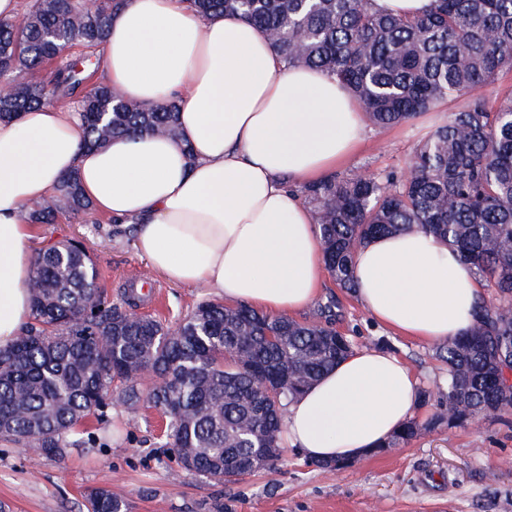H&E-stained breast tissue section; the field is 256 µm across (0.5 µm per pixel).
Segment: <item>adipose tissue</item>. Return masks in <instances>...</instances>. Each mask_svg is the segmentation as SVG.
<instances>
[{
  "label": "adipose tissue",
  "instance_id": "obj_1",
  "mask_svg": "<svg viewBox=\"0 0 512 512\" xmlns=\"http://www.w3.org/2000/svg\"><path fill=\"white\" fill-rule=\"evenodd\" d=\"M98 53L104 83L127 98L178 101V135L87 149L72 111L55 104L0 121V348L31 316L33 207L70 174L98 213L134 225L137 249L168 279L275 316L312 305L326 269L315 214L296 187L356 148L364 114L350 91L285 65L241 18L203 19L183 0H126ZM354 279L362 308L400 336L440 344L472 325L477 278L435 236L369 241ZM418 403L404 360L364 347L288 403L285 437L315 461L357 459Z\"/></svg>",
  "mask_w": 512,
  "mask_h": 512
}]
</instances>
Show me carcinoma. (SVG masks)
Masks as SVG:
<instances>
[{
  "mask_svg": "<svg viewBox=\"0 0 512 512\" xmlns=\"http://www.w3.org/2000/svg\"><path fill=\"white\" fill-rule=\"evenodd\" d=\"M125 0H36L22 18H0V119L57 97L74 100L88 148L116 137L177 136L178 104H144L101 82L88 58ZM200 17L233 15L261 28L289 66L334 75L377 127L407 123L457 98L465 103L420 141L403 173L354 169L298 187L320 229L339 288L355 291L356 251L377 235L419 231L443 239L496 288L478 299L473 326L444 343L447 391L433 419L406 421L392 448L423 429L462 426L487 407L512 411V98L492 107L486 85L512 70V0H431L418 16L376 11L373 0H186ZM58 64L41 82L26 75ZM62 214L91 218L76 178L34 209L35 224ZM84 247L67 241L34 256L31 322L0 349V441L55 460L83 441L86 421L110 402H146L167 418L181 472L231 482L280 457L281 409L351 351L329 324L269 316L204 300L170 328L133 317L136 297L112 304ZM249 355L241 366L239 354ZM86 512H129L106 487Z\"/></svg>",
  "mask_w": 512,
  "mask_h": 512,
  "instance_id": "1",
  "label": "carcinoma"
}]
</instances>
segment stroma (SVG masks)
Returning <instances> with one entry per match:
<instances>
[{
  "mask_svg": "<svg viewBox=\"0 0 512 512\" xmlns=\"http://www.w3.org/2000/svg\"><path fill=\"white\" fill-rule=\"evenodd\" d=\"M448 113L443 107L402 126L366 125L343 171L402 172L415 146ZM69 240L86 248L112 300L138 275H150L156 293L142 297L138 309L165 325H175L210 296L154 272L135 246L132 226L102 215L93 224L63 215L40 225L31 250ZM296 319L331 321L356 347L384 346L407 362L420 389L436 394L447 386L448 368L435 346L377 325L333 279H325L315 304ZM164 428L159 409L112 405L85 426L94 444L71 449L62 462L0 442V502L12 512H84L87 492L106 487L128 502L130 512H217V503L219 512H512V414L487 417L477 427L439 425L333 472L306 466L289 447L274 468L224 484L180 473Z\"/></svg>",
  "mask_w": 512,
  "mask_h": 512,
  "instance_id": "35a3bbf8",
  "label": "stroma"
}]
</instances>
